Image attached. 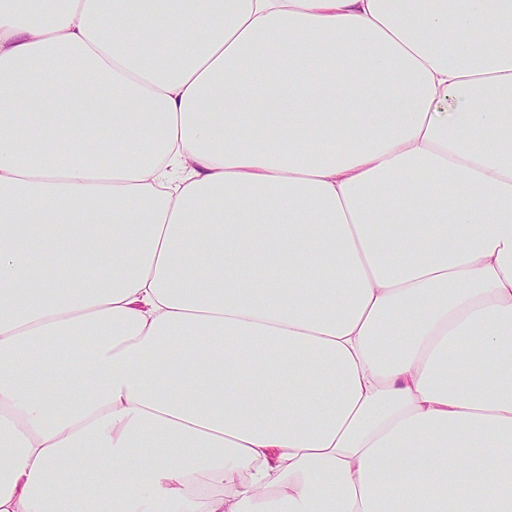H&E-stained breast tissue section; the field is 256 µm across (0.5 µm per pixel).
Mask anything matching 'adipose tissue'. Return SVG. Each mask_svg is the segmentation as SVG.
<instances>
[{
  "mask_svg": "<svg viewBox=\"0 0 512 512\" xmlns=\"http://www.w3.org/2000/svg\"><path fill=\"white\" fill-rule=\"evenodd\" d=\"M77 485L512 512V0H0V512Z\"/></svg>",
  "mask_w": 512,
  "mask_h": 512,
  "instance_id": "obj_1",
  "label": "adipose tissue"
}]
</instances>
